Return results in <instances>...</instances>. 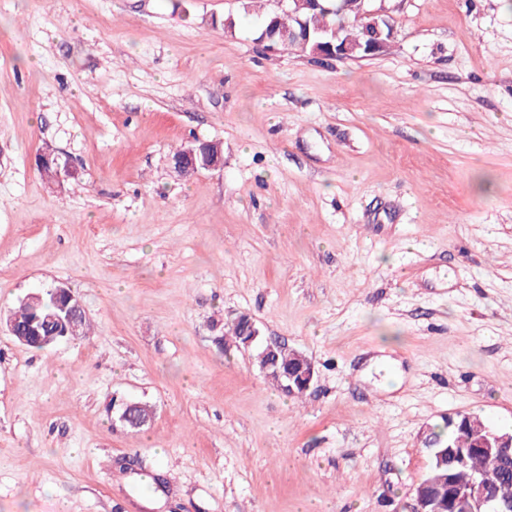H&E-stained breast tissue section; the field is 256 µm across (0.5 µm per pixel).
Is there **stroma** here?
Masks as SVG:
<instances>
[{
	"label": "stroma",
	"mask_w": 512,
	"mask_h": 512,
	"mask_svg": "<svg viewBox=\"0 0 512 512\" xmlns=\"http://www.w3.org/2000/svg\"><path fill=\"white\" fill-rule=\"evenodd\" d=\"M390 7L319 60L251 0H0V311L64 284L93 326H0V512H409L430 428L512 430V0ZM196 139L224 167L179 179ZM244 313L305 394L218 347ZM295 355L294 368L284 373L287 380V385H285L284 388L292 391L295 387L299 388L296 389L294 395L301 396L305 393L303 391H307L311 388L316 376V371L314 364L305 355L301 353H296ZM132 400L121 399L112 403V414L115 413L118 420L124 425H130L134 429H142L153 420V413L148 416L136 414V409L140 406Z\"/></svg>",
	"instance_id": "35a3bbf8"
}]
</instances>
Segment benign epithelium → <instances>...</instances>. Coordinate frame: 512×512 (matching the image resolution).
Segmentation results:
<instances>
[{"mask_svg":"<svg viewBox=\"0 0 512 512\" xmlns=\"http://www.w3.org/2000/svg\"><path fill=\"white\" fill-rule=\"evenodd\" d=\"M365 14L371 18L373 34L364 46V51L365 57L372 58L381 54L385 45L381 28L382 11L369 9ZM351 52L349 45L342 42L336 34L333 40L321 44V47L316 49L315 56L320 59H349ZM187 156L191 160L189 165L175 166L176 171L185 177L193 176L201 170H220L224 167L223 151L218 142L201 141L197 145L194 144L187 148ZM51 295L59 313L50 315L43 321H31L25 329V335H18L12 321H7L8 330L16 341L23 345L36 343L45 346L51 342L58 343L78 338L82 320L86 317L80 298L71 289L62 286L52 289ZM46 328L51 329L52 333L48 336L40 335V331ZM263 345L265 350L261 354V369L266 371L277 363L276 349L279 342L269 339L263 342ZM284 376L287 380L286 389L299 388L307 391L314 382L316 371L311 360L298 353L294 368L285 372ZM138 407L139 404L132 400L121 399L112 403V412L123 425L141 429L151 423L153 416L136 414ZM447 456L449 463L459 465L466 464L468 458L472 456H482L496 469L504 464L506 459L512 457V432L501 436L489 432L479 437L474 447L450 450ZM489 476L490 473L481 472L465 485L448 483V503L436 505L432 512H512V500L494 491ZM433 481L434 476L427 473L414 488L413 512H426V507L430 504L428 489Z\"/></svg>","mask_w":512,"mask_h":512,"instance_id":"7a95c632","label":"benign epithelium"}]
</instances>
